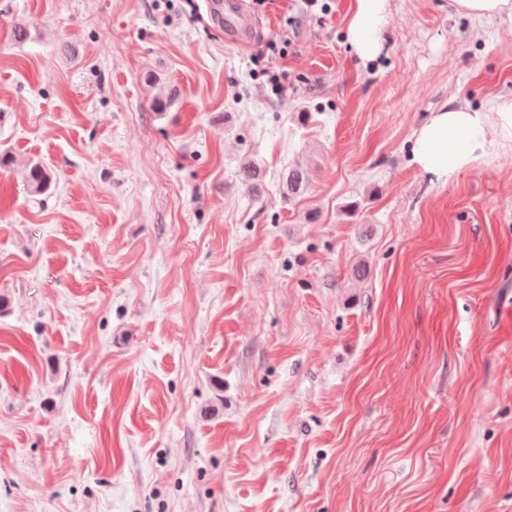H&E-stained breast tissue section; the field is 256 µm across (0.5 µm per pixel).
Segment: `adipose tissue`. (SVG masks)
I'll list each match as a JSON object with an SVG mask.
<instances>
[{
  "instance_id": "obj_1",
  "label": "adipose tissue",
  "mask_w": 512,
  "mask_h": 512,
  "mask_svg": "<svg viewBox=\"0 0 512 512\" xmlns=\"http://www.w3.org/2000/svg\"><path fill=\"white\" fill-rule=\"evenodd\" d=\"M386 10L387 0L354 2L346 39L363 63L382 49ZM506 145H512V95L483 107L451 101L418 130L413 159L425 172L450 178Z\"/></svg>"
}]
</instances>
